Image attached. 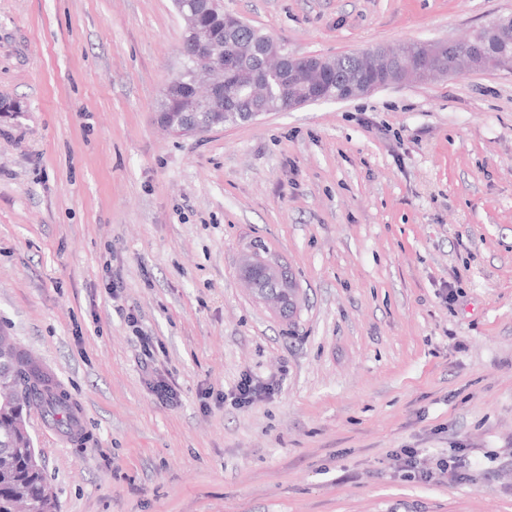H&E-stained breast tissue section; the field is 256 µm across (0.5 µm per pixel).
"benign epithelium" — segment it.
<instances>
[{
    "label": "benign epithelium",
    "mask_w": 512,
    "mask_h": 512,
    "mask_svg": "<svg viewBox=\"0 0 512 512\" xmlns=\"http://www.w3.org/2000/svg\"><path fill=\"white\" fill-rule=\"evenodd\" d=\"M478 40L463 42L446 40L420 42L412 55L376 48L358 59V75L349 80L351 97L357 98L389 86L411 81L425 82L437 76H449L462 70L497 69L495 46L512 48V16H502L484 27ZM260 43L231 42L224 46V63L217 69L226 74L236 73L250 89L256 101L267 98L276 90L300 88L304 95H295L290 108L334 100L336 96L324 90V74L328 61L319 55L294 56L280 54L277 64L262 70L258 76L242 69V61L263 53ZM243 276L252 285L254 296L273 306L278 315H290L298 307L299 289L287 268L266 252L250 253L243 265Z\"/></svg>",
    "instance_id": "7a95c632"
}]
</instances>
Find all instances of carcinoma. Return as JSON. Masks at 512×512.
<instances>
[{"label": "carcinoma", "mask_w": 512, "mask_h": 512, "mask_svg": "<svg viewBox=\"0 0 512 512\" xmlns=\"http://www.w3.org/2000/svg\"><path fill=\"white\" fill-rule=\"evenodd\" d=\"M229 16L222 7L200 13L197 25L208 31L220 42L233 36L243 42L261 39L268 54L249 58L250 66L262 69L271 65L281 47L269 36L247 26L229 33ZM195 34L186 31L183 34V59L177 77L178 93L162 97L157 118L163 121L171 116L175 119L185 117L187 112L203 117L198 102L204 97L199 87V77L215 75L224 78V74L198 66L195 55L189 50ZM354 54L336 57V84L356 67ZM231 96L224 101V121L236 124L245 119L246 113L253 111L256 102L250 99L242 86L228 81ZM32 410L51 417L59 428L73 434V426L78 423V407L61 389L55 374L43 375L37 371L35 361L27 357L0 359V512H20L23 505L26 512H56V504L49 491L45 469L37 461L38 454L28 431L18 427L20 419Z\"/></svg>", "instance_id": "1"}]
</instances>
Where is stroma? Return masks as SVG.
<instances>
[{"label":"stroma","mask_w":512,"mask_h":512,"mask_svg":"<svg viewBox=\"0 0 512 512\" xmlns=\"http://www.w3.org/2000/svg\"><path fill=\"white\" fill-rule=\"evenodd\" d=\"M223 6L324 56L512 14ZM182 37L173 0H0V332L81 409L79 442L28 418L58 512H512V72L174 137ZM255 243L292 318L240 276ZM245 373L274 395L225 400ZM256 269L262 272L263 279L253 276ZM243 276L252 285L254 296L258 300L272 305L277 315L288 314L290 316L298 307L299 289L287 268L277 258L271 257L261 250L250 253L243 265ZM264 280L277 289L274 294L269 293L268 286H264Z\"/></svg>","instance_id":"obj_1"}]
</instances>
